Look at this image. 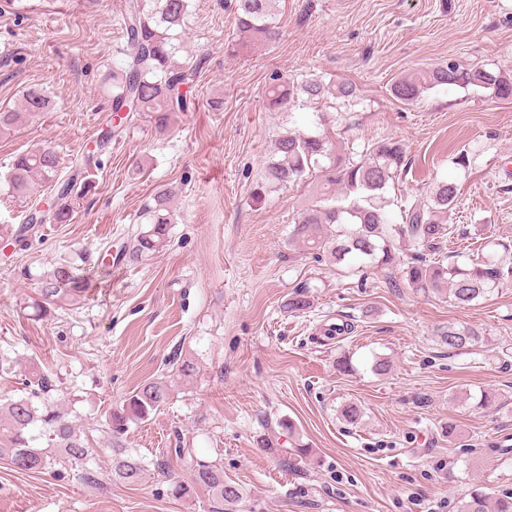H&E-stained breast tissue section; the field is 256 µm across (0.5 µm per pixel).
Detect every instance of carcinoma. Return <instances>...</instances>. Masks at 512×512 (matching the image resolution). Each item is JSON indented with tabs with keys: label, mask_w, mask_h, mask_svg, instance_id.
Returning <instances> with one entry per match:
<instances>
[{
	"label": "carcinoma",
	"mask_w": 512,
	"mask_h": 512,
	"mask_svg": "<svg viewBox=\"0 0 512 512\" xmlns=\"http://www.w3.org/2000/svg\"><path fill=\"white\" fill-rule=\"evenodd\" d=\"M279 0H236V25L253 43H267L279 35ZM189 0H127L122 16L127 38V60L112 71L110 112L118 123L103 130L102 142L118 137L124 125L145 115L160 128L179 112L195 108V99L182 90L192 80L197 66L176 58L178 48L173 32L185 26ZM477 86L491 89L502 99L512 98V76L503 70L466 69L450 61L431 71L404 76L393 83V96L403 103L417 102L424 91L435 87ZM357 97L350 82L324 83L318 79L290 80L271 75L266 105L273 112L306 108L333 98L348 104ZM49 98L37 89L23 95L22 112H0V132L10 131L21 115L35 116L48 109ZM60 157L49 145L18 155L6 175L9 192L20 197L30 194L38 181L51 184L54 203L47 215L31 209L24 223L0 224V240L22 246L43 224H63L90 191L89 182L74 174L58 176ZM405 150L398 141L373 144L356 159L335 145L325 131L288 132L275 142L265 163L261 180L254 188L260 199L272 189L285 188L297 180L314 177L312 199L299 213L289 241L316 259L341 263L348 259L371 260L392 265L400 260L397 246L402 241L413 249L405 268L409 287L424 293L448 288V298L465 307L490 296L499 285L512 279V266L494 259L477 260L461 267L441 260L426 259V252L440 249L454 232L449 217L456 209L458 188L453 182L439 181L427 198L404 206V221L390 222L387 197L390 182L407 171ZM172 192L155 194L143 216L148 229L139 232L128 251L134 257L155 254L167 246L174 212ZM38 298L31 307L42 319L61 304L84 296L88 277L80 266L61 263L39 278ZM440 343L452 352L470 353L480 340L479 331L469 325L448 324L439 334ZM25 395L0 402V458L21 472L42 473L68 461L83 467V478L91 480L89 464L95 449L61 406L52 399L54 385L45 372L24 374ZM170 384L152 379L131 392L112 409L106 420L110 434L112 479L134 484L142 478L145 462L125 447L123 436L129 424L142 422L159 413L170 398ZM340 415L351 425L363 417L362 406L349 402ZM187 463L193 485L176 480L171 495L186 498L201 489L208 494L209 512H241L246 495L241 486L224 480V467L216 459L200 457L195 449L178 441L172 449ZM460 512H512V495L490 500L482 493L471 495Z\"/></svg>",
	"instance_id": "cac0c4a2"
}]
</instances>
